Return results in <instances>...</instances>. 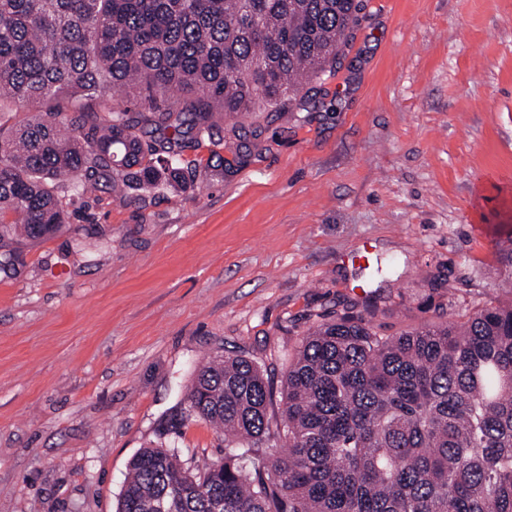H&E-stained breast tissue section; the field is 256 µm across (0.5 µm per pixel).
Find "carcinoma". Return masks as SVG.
Masks as SVG:
<instances>
[{
	"instance_id": "carcinoma-1",
	"label": "carcinoma",
	"mask_w": 512,
	"mask_h": 512,
	"mask_svg": "<svg viewBox=\"0 0 512 512\" xmlns=\"http://www.w3.org/2000/svg\"><path fill=\"white\" fill-rule=\"evenodd\" d=\"M361 7L0 0V272L24 264L21 242L66 228L58 188L179 183L189 152L221 145L224 115L305 110ZM187 399L224 430V460L193 473L144 448L118 512H512V302L391 337L363 317L323 321L284 374L277 418L242 355L202 366ZM281 438L287 452L259 454Z\"/></svg>"
}]
</instances>
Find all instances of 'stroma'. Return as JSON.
I'll use <instances>...</instances> for the list:
<instances>
[{
	"label": "stroma",
	"instance_id": "stroma-1",
	"mask_svg": "<svg viewBox=\"0 0 512 512\" xmlns=\"http://www.w3.org/2000/svg\"><path fill=\"white\" fill-rule=\"evenodd\" d=\"M335 74L224 117L181 189L65 192L0 274V512H117L130 459L224 457L190 409L228 353L273 387L342 314L381 336L512 299V0H362Z\"/></svg>",
	"mask_w": 512,
	"mask_h": 512
}]
</instances>
